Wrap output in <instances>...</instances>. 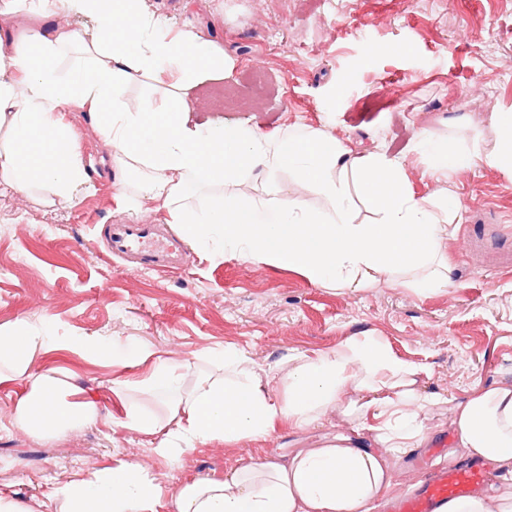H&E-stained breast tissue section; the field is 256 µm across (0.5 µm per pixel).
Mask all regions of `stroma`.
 <instances>
[{"mask_svg":"<svg viewBox=\"0 0 512 512\" xmlns=\"http://www.w3.org/2000/svg\"><path fill=\"white\" fill-rule=\"evenodd\" d=\"M173 32H192L224 52V76L190 90L197 109L262 134L324 130L355 155L402 160L419 197L453 193L460 220L453 283L419 293L382 281L359 290L325 288L273 265L210 259L189 250L175 274L108 256L103 229L117 221L165 223V211L124 206L102 137L82 112H65L93 176L62 200L43 185L20 193L0 184V325L51 320L69 336H111L187 363L185 384L208 371L200 353L227 346L265 366L376 336L424 367L426 393L445 397L424 448L393 459L394 494L444 465L455 442L448 401L512 382V180L474 165L448 177L420 154V135L468 147L493 135L494 113L512 110V0H147ZM269 85L254 97L251 71ZM62 368L93 395L97 421L60 440L14 425L25 382L0 386V492L30 512L55 490L130 457L157 481V512L191 479H220L249 459L309 448L348 431L340 416L305 432L184 449L173 460L156 438L119 425L110 367L62 350L33 372Z\"/></svg>","mask_w":512,"mask_h":512,"instance_id":"stroma-1","label":"stroma"}]
</instances>
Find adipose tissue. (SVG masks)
Returning <instances> with one entry per match:
<instances>
[{
  "label": "adipose tissue",
  "instance_id": "adipose-tissue-1",
  "mask_svg": "<svg viewBox=\"0 0 512 512\" xmlns=\"http://www.w3.org/2000/svg\"><path fill=\"white\" fill-rule=\"evenodd\" d=\"M91 2L19 0L35 25L0 52V182L20 192L46 183L62 199L89 184L75 130L60 114L66 107L88 113L135 200L166 208L185 240L209 257L270 263L326 288H369L383 279L419 292L451 285L454 262L445 243L456 231V197H416L402 162L354 155L320 130L273 137L237 122L199 120L186 90L223 75L220 50L189 33L170 36L167 20L146 0H112L106 14ZM60 10L94 18L97 26L86 32L51 23ZM72 47L78 56L60 70ZM169 72L179 83L166 110L129 104L133 79L156 81ZM493 129V139H475L464 151L448 139L425 137L420 146L436 173L480 163L512 179V112L495 113ZM286 174L320 195L326 212L286 194ZM254 177L264 185L258 196L225 195L204 206L186 196L191 178L226 186ZM360 202L372 222L354 221ZM117 345L114 338L64 336L24 318L1 325L0 385L24 379L29 386L14 407L15 423L58 438L95 420V400L58 368L31 372L36 358L63 346L124 368L112 380L121 425L157 437V453L170 459L199 445L305 432L337 412L351 427L285 457L250 460L223 479L193 480L173 494L172 512H371L393 494L391 458L430 440L426 421L438 400L424 391L423 367L370 336L288 355L284 372L233 348L208 349L201 358L211 370L188 390L186 364L157 358L145 346L120 358ZM161 392L162 418L144 404ZM450 425L456 450L487 461L492 482L488 492L448 502L440 512H512V384L453 401ZM159 497L154 477L131 460L53 495L63 503L60 512H154Z\"/></svg>",
  "mask_w": 512,
  "mask_h": 512
}]
</instances>
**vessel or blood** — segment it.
Instances as JSON below:
<instances>
[{"label":"vessel or blood","mask_w":512,"mask_h":512,"mask_svg":"<svg viewBox=\"0 0 512 512\" xmlns=\"http://www.w3.org/2000/svg\"><path fill=\"white\" fill-rule=\"evenodd\" d=\"M106 246L115 258L134 260L144 269L176 272L183 267L184 241L157 224L117 222L107 227ZM482 464L446 468L430 473L418 491L404 495L395 512H435L440 503L468 497L484 482Z\"/></svg>","instance_id":"vessel-or-blood-1"}]
</instances>
